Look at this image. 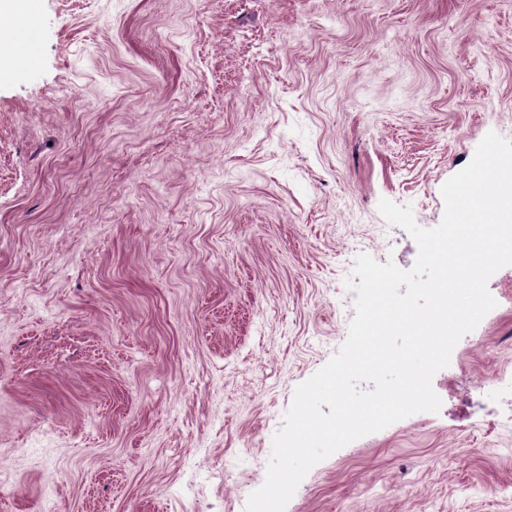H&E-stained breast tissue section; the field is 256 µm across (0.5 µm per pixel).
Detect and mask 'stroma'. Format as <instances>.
Returning a JSON list of instances; mask_svg holds the SVG:
<instances>
[{
  "mask_svg": "<svg viewBox=\"0 0 512 512\" xmlns=\"http://www.w3.org/2000/svg\"><path fill=\"white\" fill-rule=\"evenodd\" d=\"M32 2L33 37L0 0V512H245L356 258L415 263L380 200L436 227L512 141V0ZM488 289L439 411L286 512H512V265Z\"/></svg>",
  "mask_w": 512,
  "mask_h": 512,
  "instance_id": "stroma-1",
  "label": "stroma"
}]
</instances>
